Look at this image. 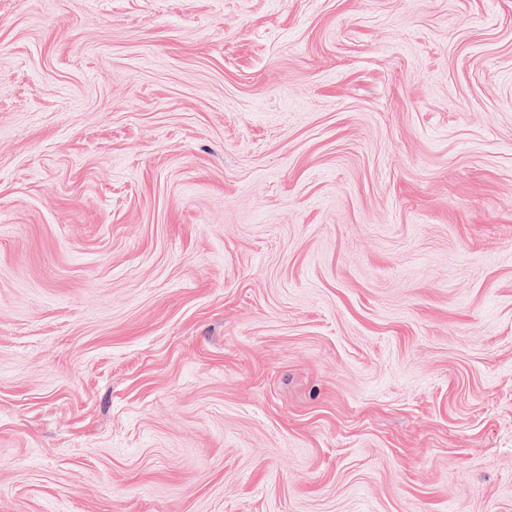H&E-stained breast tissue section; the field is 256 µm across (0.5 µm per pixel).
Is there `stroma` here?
<instances>
[{"instance_id": "1", "label": "stroma", "mask_w": 512, "mask_h": 512, "mask_svg": "<svg viewBox=\"0 0 512 512\" xmlns=\"http://www.w3.org/2000/svg\"><path fill=\"white\" fill-rule=\"evenodd\" d=\"M0 512H512V0H0Z\"/></svg>"}]
</instances>
